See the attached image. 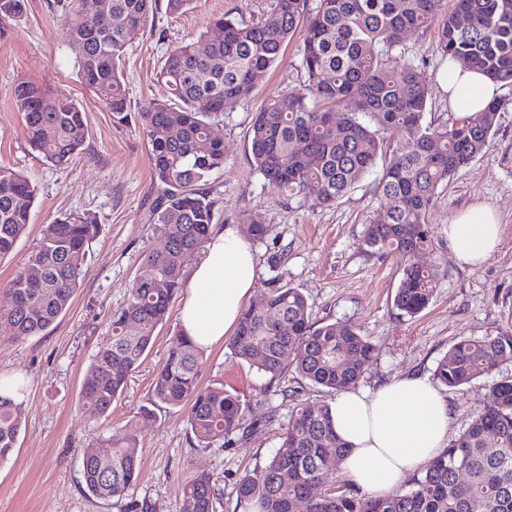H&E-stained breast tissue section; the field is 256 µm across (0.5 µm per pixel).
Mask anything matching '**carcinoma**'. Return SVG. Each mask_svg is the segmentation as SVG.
I'll return each instance as SVG.
<instances>
[{
    "mask_svg": "<svg viewBox=\"0 0 512 512\" xmlns=\"http://www.w3.org/2000/svg\"><path fill=\"white\" fill-rule=\"evenodd\" d=\"M273 0L261 17L214 21L221 35H200L171 49L158 82L165 99L139 114L150 146L154 179L163 190L151 220L161 225L162 249L148 253L125 304L112 315V337L92 356L81 406L92 419L110 416L112 403L142 364L181 288L185 268L207 241L214 202L204 186L224 167V142L211 135L209 118L249 97L279 59L301 40L300 89L284 91L255 112L248 139L257 171L287 201L313 193L333 206L382 162L380 185L390 201L365 224L366 251L397 260L394 297L402 314L425 310L437 288L434 270L418 262L431 239L428 212L437 190L489 145L498 112L486 110L452 122L425 121L430 96L424 70L390 65L410 30H434L436 52L512 87V0ZM156 0H100V17L66 5L65 36L75 51L80 82L95 93L114 121L131 117L121 71L129 34L153 25ZM25 0H0V23L21 14ZM28 142L47 161L62 165L78 154L88 132L84 112L69 98L29 81L15 89ZM37 189L21 172L0 164V259L26 233ZM101 230L89 214H65L44 225L27 264L14 275L12 304L0 309L11 340L38 336L68 309L80 287L89 244ZM228 346L260 374L277 378L293 368L302 379L336 394L357 385L376 347L351 323L312 321L303 293L273 282L264 301L245 308ZM199 352L179 335L171 342L151 390L157 407L187 408L190 431L203 448L241 431L247 404L224 384H200ZM512 361V335L464 337L434 371L445 387L489 378ZM487 407L421 468L408 489L382 498L345 482L311 489L347 454L334 433L330 406L296 401L279 447L268 461L236 483L237 504L259 512H512V377L492 380ZM22 404L0 394V461L16 447ZM137 423L86 449L83 490L100 500L127 499L138 471ZM220 493L199 474L183 488V512H217Z\"/></svg>",
    "mask_w": 512,
    "mask_h": 512,
    "instance_id": "obj_1",
    "label": "carcinoma"
}]
</instances>
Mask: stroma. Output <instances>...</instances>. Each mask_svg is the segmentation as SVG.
Wrapping results in <instances>:
<instances>
[{
  "mask_svg": "<svg viewBox=\"0 0 512 512\" xmlns=\"http://www.w3.org/2000/svg\"><path fill=\"white\" fill-rule=\"evenodd\" d=\"M269 5L270 0H193L190 10L173 16L165 0H158L152 28L131 34L123 59L130 111H143L162 98L157 75L171 48L209 31L216 16L229 12L251 20ZM63 25L57 0H27L25 11L7 20L0 35V164L21 171L37 189L26 234L0 261V306L10 304L9 283L35 250L44 224L65 213H89L101 232L68 311L47 332L15 342L9 327L0 325V377L21 380L18 400L24 409L17 447L0 462V512H120L119 505L85 494L82 455L149 406L154 374L180 330L176 314H169L146 359L113 401L111 415L94 421L84 414L81 389L91 356L111 337L113 312L123 306L145 256L162 248L164 236L160 225L149 221L160 188L153 181L147 140L131 126L116 124L80 83ZM300 46V39L292 38L251 97L210 120L213 136L224 142V168L206 187L216 227H236L250 216L269 228L264 239L250 243L259 268L251 303L262 301L278 275L302 291L313 321L356 324L377 348L361 381L370 388L410 374L433 378L439 360L460 337L512 335V88L500 91L507 104L486 151L439 188L429 210L432 246L419 260L437 271L439 286L428 308L411 318L394 305L400 280L396 260L372 255L362 245L365 223L388 207L380 169L325 207L311 195L286 203L254 166L248 141L252 116L278 92L301 87ZM395 58L427 73L426 120L450 119L442 84L447 66L434 50L432 32H408ZM23 80L75 100L85 112L88 137L67 165H53L31 149L24 116L14 105V89ZM475 203L496 211L501 242L485 263L469 268L455 261L448 226ZM274 255L281 258L276 271L269 266ZM200 382L236 389L248 405L244 425L252 433L227 447L201 448L183 409L155 410L139 428L140 468L130 491L134 500L147 501L151 512H182L184 484L201 473L220 491L218 512H242L236 483L278 447L294 402L291 391L311 404L332 400L294 372L275 379L257 373L224 345L204 355ZM487 386L478 379L443 388L452 408L449 437H457L483 410Z\"/></svg>",
  "mask_w": 512,
  "mask_h": 512,
  "instance_id": "obj_1",
  "label": "stroma"
}]
</instances>
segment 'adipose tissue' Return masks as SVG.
I'll return each instance as SVG.
<instances>
[{"label": "adipose tissue", "mask_w": 512, "mask_h": 512, "mask_svg": "<svg viewBox=\"0 0 512 512\" xmlns=\"http://www.w3.org/2000/svg\"><path fill=\"white\" fill-rule=\"evenodd\" d=\"M450 108L460 115L484 111L500 88L484 75L452 64L445 81ZM455 260L477 267L500 243L495 211L474 205L448 226ZM257 279L248 242L235 227L213 232L183 286L179 326L203 352L224 344L237 327ZM334 430L347 445L341 470L372 497L394 491L410 472L444 447L451 415L446 399L429 381L400 377L374 389L351 387L330 403Z\"/></svg>", "instance_id": "1"}]
</instances>
